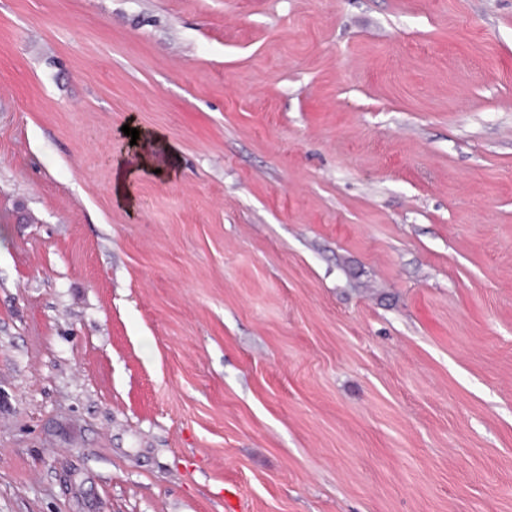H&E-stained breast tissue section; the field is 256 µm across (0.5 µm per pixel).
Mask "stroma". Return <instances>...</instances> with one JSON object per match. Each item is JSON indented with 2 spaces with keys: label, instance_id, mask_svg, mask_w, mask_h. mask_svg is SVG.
Wrapping results in <instances>:
<instances>
[{
  "label": "stroma",
  "instance_id": "35a3bbf8",
  "mask_svg": "<svg viewBox=\"0 0 512 512\" xmlns=\"http://www.w3.org/2000/svg\"><path fill=\"white\" fill-rule=\"evenodd\" d=\"M0 512H512V0H0Z\"/></svg>",
  "mask_w": 512,
  "mask_h": 512
}]
</instances>
